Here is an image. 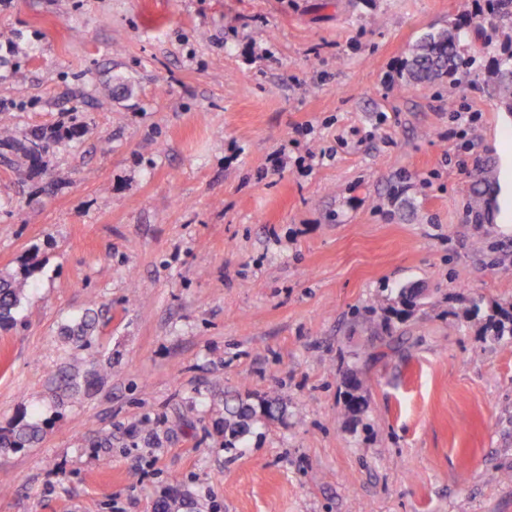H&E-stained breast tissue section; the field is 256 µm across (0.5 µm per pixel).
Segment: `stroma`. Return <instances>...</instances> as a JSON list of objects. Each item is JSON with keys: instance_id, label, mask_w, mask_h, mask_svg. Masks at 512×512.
Returning a JSON list of instances; mask_svg holds the SVG:
<instances>
[{"instance_id": "35a3bbf8", "label": "stroma", "mask_w": 512, "mask_h": 512, "mask_svg": "<svg viewBox=\"0 0 512 512\" xmlns=\"http://www.w3.org/2000/svg\"><path fill=\"white\" fill-rule=\"evenodd\" d=\"M468 0H10L0 9V272L35 263L0 328V512H512V223L480 175L512 152L491 27L458 81L402 63ZM475 117L456 133L454 116ZM86 125L31 165L33 130ZM321 153L277 170L286 140ZM425 304L364 319L400 288ZM137 302H129L130 292ZM102 316L97 391L56 410L59 328ZM367 405L344 411L350 378ZM278 397L229 448L224 401ZM111 435L108 448L89 442ZM44 423L36 416L21 417L11 427L0 430V451L31 447L42 440Z\"/></svg>"}]
</instances>
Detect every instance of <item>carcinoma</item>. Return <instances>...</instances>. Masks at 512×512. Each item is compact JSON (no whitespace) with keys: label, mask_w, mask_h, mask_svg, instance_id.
<instances>
[{"label":"carcinoma","mask_w":512,"mask_h":512,"mask_svg":"<svg viewBox=\"0 0 512 512\" xmlns=\"http://www.w3.org/2000/svg\"><path fill=\"white\" fill-rule=\"evenodd\" d=\"M487 14L464 13L454 25L425 34L414 46L405 62V82L408 86H419L438 79L453 78L464 70L465 59L461 52L462 41L471 31L483 28L488 21L503 28L512 29V0H486ZM497 97L505 109L512 112V53L498 60L495 66ZM82 124H73L54 135L34 133L26 147L27 157L38 162L43 155L55 149L61 142L84 135ZM31 270L27 269L17 277L11 273H0V326L15 320L26 296V282ZM497 335L512 337V310L498 307L487 314ZM99 326L98 311L88 308L78 317L63 325L58 340L76 351L89 346ZM112 368V356L86 358L73 356L59 367L51 378L48 391L51 401L57 407L88 395L100 387ZM363 385L354 381L346 403V410L359 414L366 405V398L360 394ZM278 399L268 397L255 407L238 398L225 403L224 432L232 439H240L250 432L257 412L275 417ZM44 423L35 415L21 417L11 427L0 430V451H11L31 447L42 440Z\"/></svg>","instance_id":"1"}]
</instances>
